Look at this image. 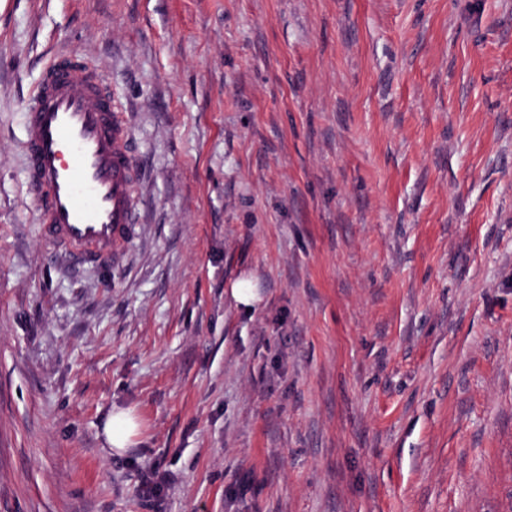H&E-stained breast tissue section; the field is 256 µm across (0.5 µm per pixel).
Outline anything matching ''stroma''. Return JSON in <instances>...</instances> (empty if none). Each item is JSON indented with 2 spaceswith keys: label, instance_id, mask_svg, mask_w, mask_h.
<instances>
[{
  "label": "stroma",
  "instance_id": "1",
  "mask_svg": "<svg viewBox=\"0 0 512 512\" xmlns=\"http://www.w3.org/2000/svg\"><path fill=\"white\" fill-rule=\"evenodd\" d=\"M61 53L129 112L117 264L39 234ZM0 512H512V0H0ZM104 433L112 451L122 454L139 434V421L130 409L113 411L108 417Z\"/></svg>",
  "mask_w": 512,
  "mask_h": 512
}]
</instances>
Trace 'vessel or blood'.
<instances>
[{
  "instance_id": "1",
  "label": "vessel or blood",
  "mask_w": 512,
  "mask_h": 512,
  "mask_svg": "<svg viewBox=\"0 0 512 512\" xmlns=\"http://www.w3.org/2000/svg\"><path fill=\"white\" fill-rule=\"evenodd\" d=\"M24 144L44 241L76 267L122 260L142 172L129 115L101 73L55 57L33 90Z\"/></svg>"
}]
</instances>
